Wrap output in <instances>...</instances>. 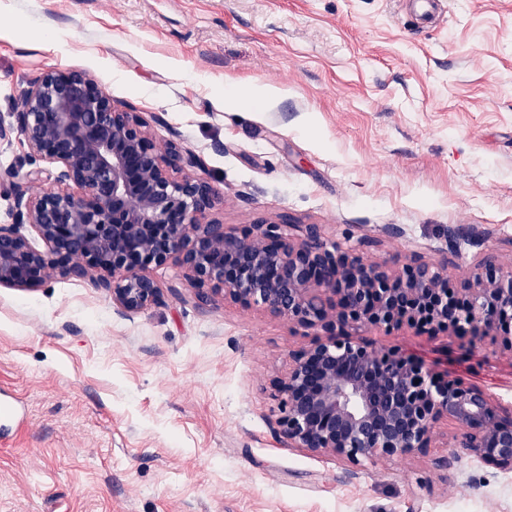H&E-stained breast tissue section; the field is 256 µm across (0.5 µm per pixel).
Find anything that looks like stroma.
I'll return each instance as SVG.
<instances>
[{"label":"stroma","mask_w":512,"mask_h":512,"mask_svg":"<svg viewBox=\"0 0 512 512\" xmlns=\"http://www.w3.org/2000/svg\"><path fill=\"white\" fill-rule=\"evenodd\" d=\"M48 68L95 78L158 145L199 157L216 221L320 225L371 263H512V0H0V113ZM261 83L279 97L253 101ZM161 304L117 310L89 279L0 287V512H512V473L426 454L348 470L288 447L268 388L313 333L200 298L156 269ZM512 405V353L371 329ZM447 459V467L436 464Z\"/></svg>","instance_id":"obj_1"}]
</instances>
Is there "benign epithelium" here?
Instances as JSON below:
<instances>
[{"mask_svg": "<svg viewBox=\"0 0 512 512\" xmlns=\"http://www.w3.org/2000/svg\"><path fill=\"white\" fill-rule=\"evenodd\" d=\"M9 118L0 115V140L15 131L32 156L61 169L49 188L40 169L6 173L15 213L0 224L1 287L88 278L112 292L120 312L139 313L162 296L152 271L177 266L203 295L315 330L269 386L273 431L288 447L358 468L426 453L446 422L456 427L455 452L512 473V408L356 337L361 328L431 325L463 345L493 344L502 330L512 351V265L486 257L454 292L448 264L388 269L330 242L318 224L284 218L233 229L210 220L218 197L194 173L197 156L158 146L140 113L84 73L41 72Z\"/></svg>", "mask_w": 512, "mask_h": 512, "instance_id": "obj_1", "label": "benign epithelium"}]
</instances>
